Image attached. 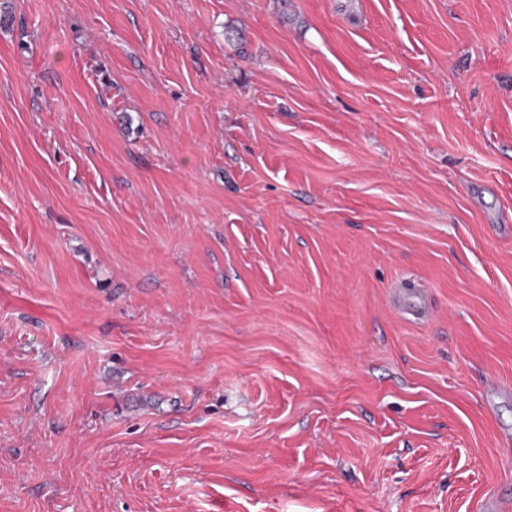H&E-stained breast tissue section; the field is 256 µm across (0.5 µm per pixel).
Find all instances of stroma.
Listing matches in <instances>:
<instances>
[{
  "mask_svg": "<svg viewBox=\"0 0 512 512\" xmlns=\"http://www.w3.org/2000/svg\"><path fill=\"white\" fill-rule=\"evenodd\" d=\"M0 7V512H512V0ZM394 300L399 310L416 319H424L430 315L424 294L415 288L414 284L409 288L403 286L395 288Z\"/></svg>",
  "mask_w": 512,
  "mask_h": 512,
  "instance_id": "35a3bbf8",
  "label": "stroma"
}]
</instances>
